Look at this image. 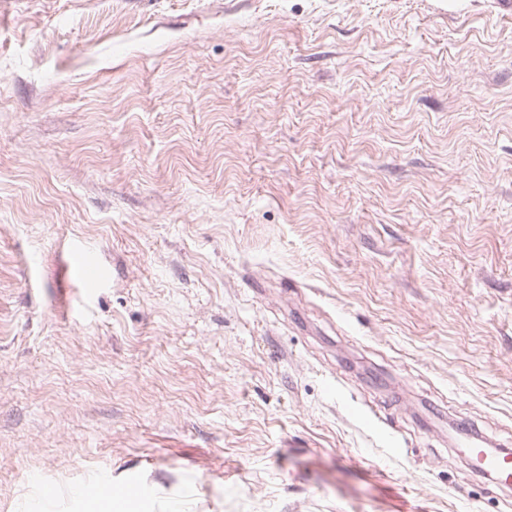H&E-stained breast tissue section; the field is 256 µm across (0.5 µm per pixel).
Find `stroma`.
Segmentation results:
<instances>
[{"label": "stroma", "instance_id": "obj_1", "mask_svg": "<svg viewBox=\"0 0 512 512\" xmlns=\"http://www.w3.org/2000/svg\"><path fill=\"white\" fill-rule=\"evenodd\" d=\"M473 442L512 449L499 0H0V512H512Z\"/></svg>", "mask_w": 512, "mask_h": 512}]
</instances>
